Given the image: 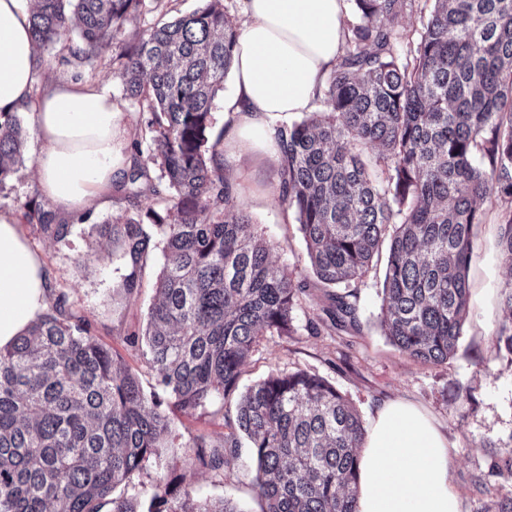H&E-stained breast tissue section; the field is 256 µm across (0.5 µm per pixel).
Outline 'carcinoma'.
<instances>
[{"label":"carcinoma","mask_w":512,"mask_h":512,"mask_svg":"<svg viewBox=\"0 0 512 512\" xmlns=\"http://www.w3.org/2000/svg\"><path fill=\"white\" fill-rule=\"evenodd\" d=\"M171 0H34L33 41L60 47V64L92 63L148 9ZM129 39L118 76L145 118L117 190L130 208L89 235L112 243L131 295L161 239L166 262L141 333L160 392L147 394L125 359L92 334L65 294L28 334L0 349V512H244L232 501L159 480L147 509L131 478L160 464L171 420L236 395L263 337L294 330L309 278L329 289L334 326L359 325L358 285L384 263L378 326L417 361L454 354L468 311V271L480 203L512 201V0H349L344 47L317 100L325 109L274 128L277 199L295 216L310 275L271 263L224 176V132L212 108L231 70L237 27L224 0ZM427 15L413 36L400 28ZM79 29L80 45H71ZM27 133L0 112V188L23 157ZM148 157L142 159V147ZM151 200L142 207L141 197ZM57 243L71 225L30 212ZM512 267V207L499 224ZM493 341L512 355V284ZM220 445L184 443L214 470L245 439L257 461L262 512H356L365 427L336 386L305 370L278 372L224 415Z\"/></svg>","instance_id":"1"}]
</instances>
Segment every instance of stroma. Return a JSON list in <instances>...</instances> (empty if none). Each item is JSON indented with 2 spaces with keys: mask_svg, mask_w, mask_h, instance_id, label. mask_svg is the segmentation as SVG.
Masks as SVG:
<instances>
[{
  "mask_svg": "<svg viewBox=\"0 0 512 512\" xmlns=\"http://www.w3.org/2000/svg\"><path fill=\"white\" fill-rule=\"evenodd\" d=\"M52 54L49 48L39 52L45 64L34 84L33 100H40L57 84L79 81L111 96L122 111L128 133H135L142 110L116 75L111 52H104L91 66L76 62L52 65L48 62ZM20 119L29 134L27 148L22 163L0 189V212L19 216L39 190L35 159L41 147L30 114H21ZM224 174L252 215L259 234L273 244L274 267L306 274L305 244L294 219L285 215L275 197L271 162L256 153L228 156ZM507 206V201L494 194L481 204L482 222L475 229L468 275L469 312L457 349L446 363H420L381 335L377 327L380 279L372 275L358 288L359 328L340 330L323 325L311 330L309 324L322 317L326 299L322 289H310L294 309V332L264 337L242 370L240 387L273 372L306 370L326 378L345 394L367 425L379 403L407 399L425 409L448 434L455 454L453 482L463 512H492L501 497L512 496V473L503 466L504 458L512 453V355L499 350L492 340L503 318L501 291L512 282V269L500 259L497 248L500 217ZM128 207L124 193L109 191L100 203L92 205L89 223L74 222L62 243L42 237L33 224H23L22 231L42 252L54 292L66 294L69 304L90 320L95 337L125 358L148 391L156 384L155 374L128 336L142 331L146 324L163 253L155 251L141 288L118 306L112 296L126 273L124 262L110 245L97 244L89 236L90 224L122 215ZM169 416L172 445L164 449L161 466L132 479L140 497L150 499L160 478L182 474L201 494L228 497L245 512H261V501L251 484L255 460L249 448L226 456L219 472L187 460L184 444L190 435L205 434L221 441L226 431L222 414L210 406L190 418L175 410Z\"/></svg>",
  "mask_w": 512,
  "mask_h": 512,
  "instance_id": "1",
  "label": "stroma"
}]
</instances>
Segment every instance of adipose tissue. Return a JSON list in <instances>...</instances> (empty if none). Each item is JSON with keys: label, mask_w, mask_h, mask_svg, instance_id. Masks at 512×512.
Instances as JSON below:
<instances>
[{"label": "adipose tissue", "mask_w": 512, "mask_h": 512, "mask_svg": "<svg viewBox=\"0 0 512 512\" xmlns=\"http://www.w3.org/2000/svg\"><path fill=\"white\" fill-rule=\"evenodd\" d=\"M21 0H0V112H28L42 148L38 185L53 211L76 218L129 162L122 114L105 93L69 82L32 103L40 59ZM345 0H246L233 77L241 127L226 145L252 151L272 116L314 111L342 53ZM51 283L39 251L0 213V348L46 310ZM448 437L419 406L383 402L360 452L357 512H461Z\"/></svg>", "instance_id": "ef3b65f1"}]
</instances>
